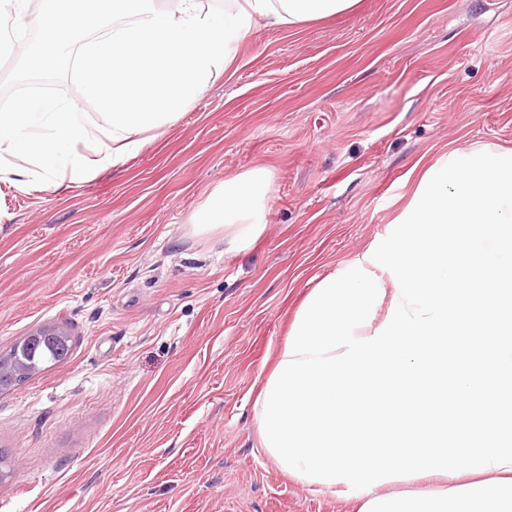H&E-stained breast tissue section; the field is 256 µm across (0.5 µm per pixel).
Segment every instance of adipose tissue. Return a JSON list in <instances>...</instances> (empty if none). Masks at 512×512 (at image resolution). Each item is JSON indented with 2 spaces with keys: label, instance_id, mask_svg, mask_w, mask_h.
Returning a JSON list of instances; mask_svg holds the SVG:
<instances>
[{
  "label": "adipose tissue",
  "instance_id": "obj_1",
  "mask_svg": "<svg viewBox=\"0 0 512 512\" xmlns=\"http://www.w3.org/2000/svg\"><path fill=\"white\" fill-rule=\"evenodd\" d=\"M0 0V45L32 71L72 53L86 103L109 126L93 134L77 105L0 112V180L23 191L84 184L175 124L226 70L257 23L276 28L353 9L359 0H100L61 11ZM117 18L110 26L106 17ZM34 22L41 47L15 36ZM76 31L91 37L73 44ZM268 170L225 180L193 217L231 251L264 230ZM381 250L323 276L298 309L257 402L260 446L315 492L358 512H512V149L442 152L399 205ZM382 274H375V267ZM468 401L456 424L441 403ZM429 482V493L405 491Z\"/></svg>",
  "mask_w": 512,
  "mask_h": 512
}]
</instances>
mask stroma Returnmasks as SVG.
I'll use <instances>...</instances> for the list:
<instances>
[{"instance_id": "35a3bbf8", "label": "stroma", "mask_w": 512, "mask_h": 512, "mask_svg": "<svg viewBox=\"0 0 512 512\" xmlns=\"http://www.w3.org/2000/svg\"><path fill=\"white\" fill-rule=\"evenodd\" d=\"M0 58L35 112L72 62ZM141 154L53 194L0 181V350L48 324L71 357L0 395V512H357L259 446L255 402L311 288L395 233L445 146L512 148V0H359L271 29ZM271 175L265 230L225 252L192 214Z\"/></svg>"}]
</instances>
